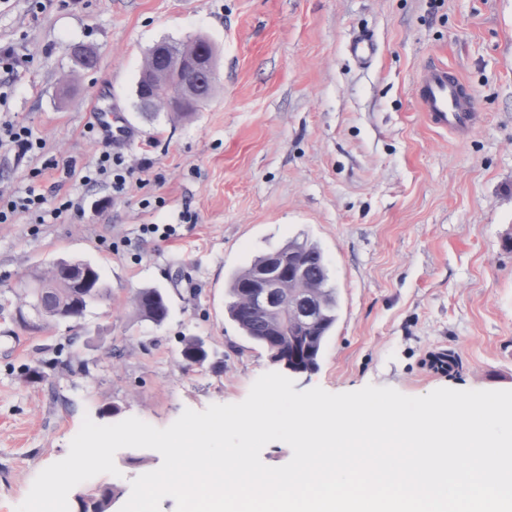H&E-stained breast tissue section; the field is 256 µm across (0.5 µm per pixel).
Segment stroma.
Here are the masks:
<instances>
[{
  "label": "stroma",
  "instance_id": "obj_1",
  "mask_svg": "<svg viewBox=\"0 0 512 512\" xmlns=\"http://www.w3.org/2000/svg\"><path fill=\"white\" fill-rule=\"evenodd\" d=\"M362 32L367 64L348 53ZM195 36L216 49L211 98L187 120L147 117L136 81L149 49ZM6 47L20 62L0 114L42 147L20 161L0 151V191L33 185L48 207L75 206L50 224L24 211L0 224V512L67 455L83 419L162 429L185 409L243 401L274 365L229 319V278L295 237L321 248L339 296L319 368L295 390H512V0H0ZM433 62L474 99L467 133L431 128L417 104ZM99 108L139 134L115 147L133 170L120 194L79 177L106 148L87 131ZM59 258L94 265L110 299L21 329L18 284ZM143 288L166 295L164 323L136 314ZM188 336L207 343L203 365L183 362ZM443 350L453 373L429 365ZM69 359L86 371L58 368ZM34 367L44 378L27 382ZM130 454L79 492H130L162 463Z\"/></svg>",
  "mask_w": 512,
  "mask_h": 512
}]
</instances>
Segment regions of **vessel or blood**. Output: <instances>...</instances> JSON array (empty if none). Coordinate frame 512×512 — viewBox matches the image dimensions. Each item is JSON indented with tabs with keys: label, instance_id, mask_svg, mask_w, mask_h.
<instances>
[{
	"label": "vessel or blood",
	"instance_id": "b4317fda",
	"mask_svg": "<svg viewBox=\"0 0 512 512\" xmlns=\"http://www.w3.org/2000/svg\"><path fill=\"white\" fill-rule=\"evenodd\" d=\"M417 99L433 127L454 131L468 126L472 101L461 78L449 71L447 65H429L417 88Z\"/></svg>",
	"mask_w": 512,
	"mask_h": 512
}]
</instances>
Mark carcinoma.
<instances>
[{"label": "carcinoma", "instance_id": "obj_1", "mask_svg": "<svg viewBox=\"0 0 512 512\" xmlns=\"http://www.w3.org/2000/svg\"><path fill=\"white\" fill-rule=\"evenodd\" d=\"M178 48L186 54L207 52L214 54L212 45L205 39L198 37L178 44ZM141 73L149 74L151 83L145 84L144 78L137 81L136 96L139 108L144 114L153 117L163 111L166 91L172 87V77L168 72V62L164 55L148 53L145 57ZM198 82L197 105L183 112H170L172 118H188L199 111V105L205 103L213 91V82L200 73L195 75ZM300 250V256L309 265V272L313 281L312 293L318 303V318L311 329L303 336L298 345L296 364L308 372L318 368L321 352L327 337L332 332L338 320L339 299L335 288L329 285V274L322 250L318 245L306 240L291 239L282 245V249ZM266 260L261 254L245 268L235 272L230 280L228 293L231 298L227 306L230 319L236 323L244 336L271 351L269 340L277 332V327L259 312H249L242 308L239 301V287L244 278L251 274ZM43 277L52 280L53 308L41 314V318L54 317L61 311H69L74 315H83L87 304L78 285L70 279L55 275L54 268H49ZM133 304L138 316L155 324L162 323L169 314V307L164 295L155 288L138 290L133 297ZM181 356L185 360L204 362L207 353L200 349L197 337L189 336L182 342ZM122 490L116 486L108 485L100 490L96 496V512H107L109 503L119 498Z\"/></svg>", "mask_w": 512, "mask_h": 512}]
</instances>
